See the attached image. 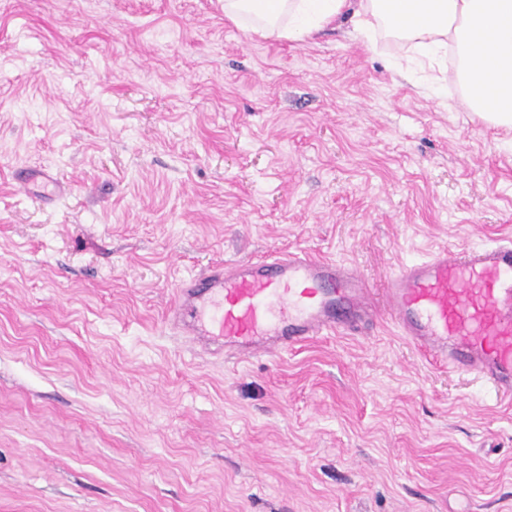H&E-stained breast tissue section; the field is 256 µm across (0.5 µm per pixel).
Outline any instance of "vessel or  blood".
Returning a JSON list of instances; mask_svg holds the SVG:
<instances>
[{"mask_svg": "<svg viewBox=\"0 0 512 512\" xmlns=\"http://www.w3.org/2000/svg\"><path fill=\"white\" fill-rule=\"evenodd\" d=\"M387 311L413 348L512 392V242L443 249L393 269L374 298L352 266L299 249L236 260L184 281L167 326L213 357L249 360Z\"/></svg>", "mask_w": 512, "mask_h": 512, "instance_id": "obj_1", "label": "vessel or blood"}]
</instances>
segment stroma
<instances>
[{
	"label": "stroma",
	"instance_id": "obj_1",
	"mask_svg": "<svg viewBox=\"0 0 512 512\" xmlns=\"http://www.w3.org/2000/svg\"><path fill=\"white\" fill-rule=\"evenodd\" d=\"M350 29L0 0V512H512V401L390 322L237 363L164 323L224 261L512 239V129Z\"/></svg>",
	"mask_w": 512,
	"mask_h": 512
}]
</instances>
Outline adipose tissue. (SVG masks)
Returning <instances> with one entry per match:
<instances>
[{
	"label": "adipose tissue",
	"instance_id": "ef3b65f1",
	"mask_svg": "<svg viewBox=\"0 0 512 512\" xmlns=\"http://www.w3.org/2000/svg\"><path fill=\"white\" fill-rule=\"evenodd\" d=\"M224 17L265 38L297 40L350 20L409 44L418 66L452 59L459 106L512 128V0H224Z\"/></svg>",
	"mask_w": 512,
	"mask_h": 512
}]
</instances>
